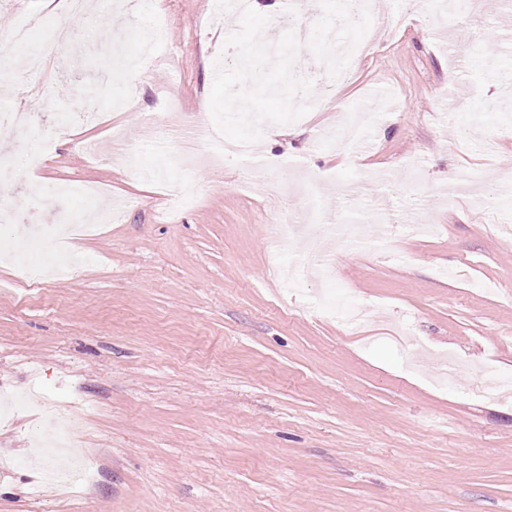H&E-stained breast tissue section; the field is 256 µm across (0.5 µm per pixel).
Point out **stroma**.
Listing matches in <instances>:
<instances>
[{
  "label": "stroma",
  "mask_w": 512,
  "mask_h": 512,
  "mask_svg": "<svg viewBox=\"0 0 512 512\" xmlns=\"http://www.w3.org/2000/svg\"><path fill=\"white\" fill-rule=\"evenodd\" d=\"M95 0L74 15L75 44L39 76L0 77V112L24 106L49 129L69 115L41 167L16 170L0 205L35 208L70 186L74 216L128 206L75 237L71 277L17 287L10 259L30 237L0 230V395L24 402L0 426V512H512V399L473 396L481 369L512 375V0H484L480 23L410 0H342L302 10L225 8L216 0ZM50 0H0V32ZM162 31L148 78L120 57ZM360 56L329 90L337 48ZM257 160L186 168L146 114L165 97ZM92 104L98 122L84 120ZM359 116L369 150L338 136ZM137 153L140 173L113 162ZM280 158L267 166V153ZM191 182L173 219L162 187ZM318 204L331 252L282 253L273 224ZM361 324L328 313L337 297ZM424 352L461 362L446 386ZM82 421L74 456H93L79 496L43 484L29 444L45 406Z\"/></svg>",
  "instance_id": "35a3bbf8"
}]
</instances>
